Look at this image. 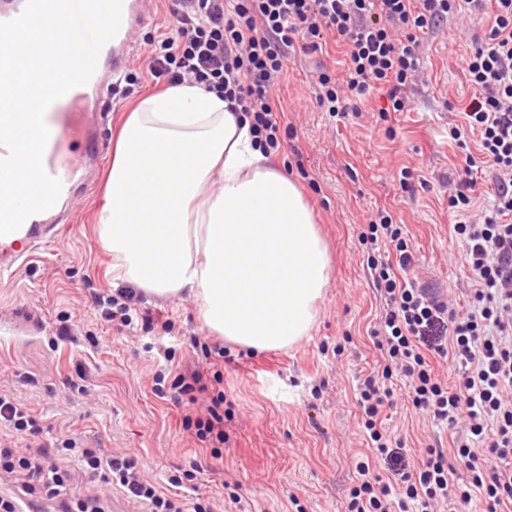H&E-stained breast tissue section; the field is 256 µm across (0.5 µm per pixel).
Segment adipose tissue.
<instances>
[{
	"label": "adipose tissue",
	"instance_id": "ef3b65f1",
	"mask_svg": "<svg viewBox=\"0 0 512 512\" xmlns=\"http://www.w3.org/2000/svg\"><path fill=\"white\" fill-rule=\"evenodd\" d=\"M98 224L117 280L155 298L193 296L213 335L284 349L316 325L331 259L314 213L249 121L200 86L136 102Z\"/></svg>",
	"mask_w": 512,
	"mask_h": 512
}]
</instances>
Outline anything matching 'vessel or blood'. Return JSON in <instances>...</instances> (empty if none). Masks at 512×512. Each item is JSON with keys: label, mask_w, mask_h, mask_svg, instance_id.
Listing matches in <instances>:
<instances>
[{"label": "vessel or blood", "mask_w": 512, "mask_h": 512, "mask_svg": "<svg viewBox=\"0 0 512 512\" xmlns=\"http://www.w3.org/2000/svg\"><path fill=\"white\" fill-rule=\"evenodd\" d=\"M146 2L123 0L120 29L101 49L90 81L57 99L45 114L46 124L58 129L57 135L47 142L44 167L62 183L60 200H69L85 184L89 169L100 163L98 137L91 117L103 94L134 56V34L147 21ZM70 135L82 138L87 147L81 161L65 155V141ZM65 217V212L51 208L29 216L17 231L0 236V274L11 272L16 263L26 261L40 247L49 244L57 234V224L63 223Z\"/></svg>", "instance_id": "obj_1"}]
</instances>
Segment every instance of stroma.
Returning <instances> with one entry per match:
<instances>
[{
  "label": "stroma",
  "mask_w": 512,
  "mask_h": 512,
  "mask_svg": "<svg viewBox=\"0 0 512 512\" xmlns=\"http://www.w3.org/2000/svg\"><path fill=\"white\" fill-rule=\"evenodd\" d=\"M171 0H149L150 19L136 31L128 67L132 92L105 101L98 119L103 166L89 192L73 203V221L10 276L0 278V390L27 403L55 434L133 456L144 476L164 483L176 466L202 471L196 498L224 512L225 484L238 485L234 512H346L355 463L369 455L356 403L357 385L377 367L370 332L384 302L373 288L359 237L377 212L401 224L412 253L408 278L454 299L466 310L470 280L453 226L460 213L448 207V185L462 175L465 152L450 130L454 112L473 90L464 58L491 14L452 17L421 47L422 73L409 85L404 111L380 120L386 92L374 89L359 116L331 117L316 104L321 69L346 73L343 48L328 40L324 51L289 54L272 93L283 140L274 159L303 191L332 255V274L310 336L290 348L256 351L225 344V357H204L215 344L190 296L165 301L137 294L133 319L150 314L181 338L164 362L168 338L141 328L116 331L94 304L113 294L112 256L101 245L97 212L123 116L145 93L167 83L148 69L152 44L171 24ZM425 179L415 193L402 191L401 170ZM171 372L190 367L204 377L224 376L231 404L223 460L211 459L185 432L180 408L156 397L152 376L159 363ZM84 391H77V384ZM382 428L407 436L409 463L428 446L452 448L455 431L435 425L407 397L383 409Z\"/></svg>",
  "instance_id": "1"
}]
</instances>
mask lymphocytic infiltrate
<instances>
[{"label":"lymphocytic infiltrate","mask_w":512,"mask_h":512,"mask_svg":"<svg viewBox=\"0 0 512 512\" xmlns=\"http://www.w3.org/2000/svg\"><path fill=\"white\" fill-rule=\"evenodd\" d=\"M491 11L494 23L475 39L466 63L474 89L462 110L456 136L478 137L479 158H467L464 176L450 189L448 205L467 213L472 205L476 163L485 164L495 185L490 208L473 221L454 225L472 274L470 308L453 304L398 270L412 261L402 229L378 213L362 235L372 285L386 308L374 344L385 365L358 385L363 428L374 455L394 453L391 435L377 425L382 408L393 406L404 388L416 410L448 429L463 427L453 453L426 451L418 466L393 469L390 477L369 463L356 465L357 484L348 512H512V0H174V27L163 33L149 67L169 85L196 84L233 104L249 119L265 153L281 147L271 92L290 50H321L334 35L347 50L344 78L321 71L318 106L332 116L358 114L374 88L387 89L388 111L406 107L404 91L420 73L425 35L449 17ZM394 246V255L382 254ZM448 361L456 377L444 386L428 362ZM154 392L182 411V428L222 459L229 437L224 421V378L205 379L196 370L154 376ZM36 437L43 426L27 404L0 393V428ZM77 460L101 490L121 489L151 512H183L181 497L194 490V471L175 469L167 490L144 478L136 460L71 440L39 445L35 454L0 448V471L22 473L18 492L0 497V512H16L19 499L55 500L71 512L69 460Z\"/></svg>","instance_id":"f902f5d3"}]
</instances>
